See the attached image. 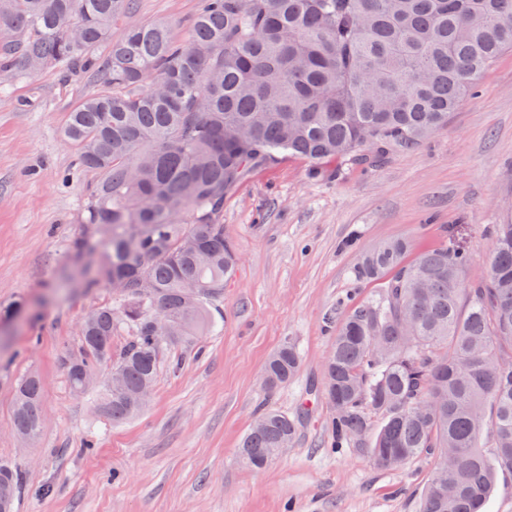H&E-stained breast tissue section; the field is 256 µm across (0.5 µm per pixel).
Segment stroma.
Segmentation results:
<instances>
[{"label": "stroma", "mask_w": 512, "mask_h": 512, "mask_svg": "<svg viewBox=\"0 0 512 512\" xmlns=\"http://www.w3.org/2000/svg\"><path fill=\"white\" fill-rule=\"evenodd\" d=\"M199 0H135L121 26L171 23L186 38ZM88 74L47 69L0 94V461L25 474L18 512H419L432 468L375 467L335 448L320 383L331 336L378 283L358 280L361 253L396 238L410 255L458 246L470 274L493 249L492 225L512 220V51L481 77L447 128L389 152L373 167L328 160L314 177L285 155L224 199L236 274L211 301L215 327L168 346L145 410L122 423L100 416L93 394L69 387L61 355L84 317L116 303L88 286L73 252L95 177L77 172L66 118L97 89ZM35 100L23 110L18 99ZM302 355L297 378L266 391L264 365L284 340ZM43 386L39 438L12 427L14 381ZM304 412L295 440L265 469L238 457L262 406Z\"/></svg>", "instance_id": "1"}]
</instances>
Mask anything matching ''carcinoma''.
Here are the masks:
<instances>
[{
	"mask_svg": "<svg viewBox=\"0 0 512 512\" xmlns=\"http://www.w3.org/2000/svg\"><path fill=\"white\" fill-rule=\"evenodd\" d=\"M133 2L0 0L1 73L78 69L103 84L68 113L63 136L79 170L96 175L81 222L110 228L89 281L120 304L85 316L61 365L73 392H98V413L114 422L145 408L167 346L209 329L208 303L238 262L220 224L224 196L243 175L281 152L314 176L326 159L374 166L448 126L512 48V0H200L182 41L162 22L112 36ZM406 252L388 242L354 271L382 290L333 337L321 383L328 433L385 470L433 459L420 512H482L497 473L512 472V223L495 225L477 277L458 250L410 262ZM126 328L129 340L112 347ZM299 365L284 343L266 387ZM100 368L122 377V391L89 382ZM41 418V382L27 374L14 431L35 439ZM298 422L260 413L241 443L245 465L265 468ZM24 482L0 462V512H16Z\"/></svg>",
	"mask_w": 512,
	"mask_h": 512,
	"instance_id": "carcinoma-1",
	"label": "carcinoma"
}]
</instances>
